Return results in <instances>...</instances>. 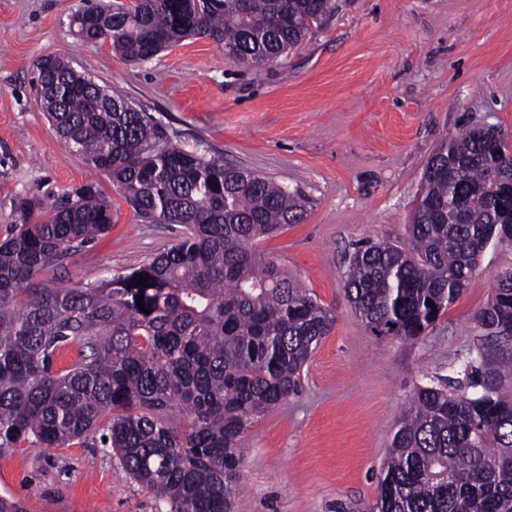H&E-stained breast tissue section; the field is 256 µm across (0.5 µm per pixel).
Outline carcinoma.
Here are the masks:
<instances>
[{"mask_svg":"<svg viewBox=\"0 0 512 512\" xmlns=\"http://www.w3.org/2000/svg\"><path fill=\"white\" fill-rule=\"evenodd\" d=\"M331 0H83L70 26L138 63L189 37L247 65L273 63ZM37 93L66 147L108 174L136 214L183 228L179 244L97 284L46 274L98 239L112 204L93 183L23 197L0 240V454L23 444H101L157 512H234L253 421L302 388L335 324L296 275L253 248L304 218L297 193L170 138L164 124L51 55ZM406 247L366 242L346 296L377 336L417 342L512 224V145L470 128L430 156ZM148 279L149 287L138 284ZM144 297L146 314L137 305ZM432 301L434 306L427 305ZM492 345L512 326V271L476 314ZM75 350L59 370L57 354ZM473 396L423 386L402 413L368 512H512V359L482 354Z\"/></svg>","mask_w":512,"mask_h":512,"instance_id":"carcinoma-1","label":"carcinoma"}]
</instances>
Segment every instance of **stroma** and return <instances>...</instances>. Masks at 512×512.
<instances>
[{
    "mask_svg": "<svg viewBox=\"0 0 512 512\" xmlns=\"http://www.w3.org/2000/svg\"><path fill=\"white\" fill-rule=\"evenodd\" d=\"M81 0H0V237L19 197L96 179L111 230L65 258L64 285L92 284L177 244L147 224L111 179L59 141L33 87L36 64L68 55L78 71L165 123L177 140L303 196L302 223L255 247L300 277L336 323L304 369L299 395L248 428L235 512L371 506L397 420L420 386L468 390L479 363L475 316L512 244L490 246L469 286L416 342L373 334L344 290L347 258L367 241L408 243L425 165L445 138L491 128L512 142V0H336L335 11L277 62L249 66L205 38L134 64L79 41ZM31 512H157L111 449L72 445L0 455V496Z\"/></svg>",
    "mask_w": 512,
    "mask_h": 512,
    "instance_id": "35a3bbf8",
    "label": "stroma"
}]
</instances>
